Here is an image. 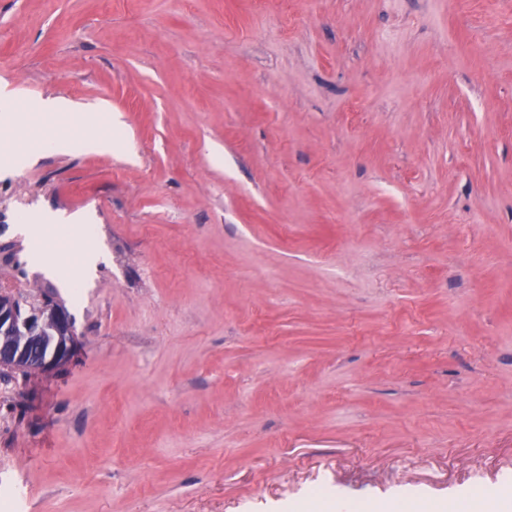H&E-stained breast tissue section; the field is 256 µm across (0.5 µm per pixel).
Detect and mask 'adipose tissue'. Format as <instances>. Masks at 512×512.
Returning <instances> with one entry per match:
<instances>
[{
  "label": "adipose tissue",
  "instance_id": "adipose-tissue-1",
  "mask_svg": "<svg viewBox=\"0 0 512 512\" xmlns=\"http://www.w3.org/2000/svg\"><path fill=\"white\" fill-rule=\"evenodd\" d=\"M112 116L107 112L81 111L70 104L47 100L37 111H15L11 100L0 102V129L10 130L12 138H0V155L19 158L46 152H64L81 147L91 152L111 151ZM83 215L73 214L54 221L47 216L25 213L19 216L17 229L25 238L31 263L47 275L62 279L66 285H79L93 274L101 260L96 245L82 234ZM63 240L77 258L75 270L66 269L48 256L54 241Z\"/></svg>",
  "mask_w": 512,
  "mask_h": 512
}]
</instances>
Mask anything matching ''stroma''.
Returning a JSON list of instances; mask_svg holds the SVG:
<instances>
[{"label":"stroma","mask_w":512,"mask_h":512,"mask_svg":"<svg viewBox=\"0 0 512 512\" xmlns=\"http://www.w3.org/2000/svg\"><path fill=\"white\" fill-rule=\"evenodd\" d=\"M0 90L133 153L0 176V287L75 322L0 369L26 512H496L512 488V0H0ZM90 212L82 301L24 212Z\"/></svg>","instance_id":"35a3bbf8"}]
</instances>
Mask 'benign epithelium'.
Wrapping results in <instances>:
<instances>
[{"mask_svg": "<svg viewBox=\"0 0 512 512\" xmlns=\"http://www.w3.org/2000/svg\"><path fill=\"white\" fill-rule=\"evenodd\" d=\"M69 314L44 304L19 319L14 300L0 292V368L48 370L66 363L74 344Z\"/></svg>", "mask_w": 512, "mask_h": 512, "instance_id": "obj_1", "label": "benign epithelium"}]
</instances>
